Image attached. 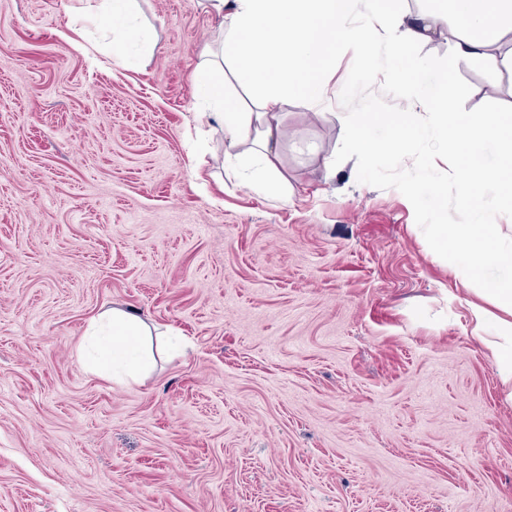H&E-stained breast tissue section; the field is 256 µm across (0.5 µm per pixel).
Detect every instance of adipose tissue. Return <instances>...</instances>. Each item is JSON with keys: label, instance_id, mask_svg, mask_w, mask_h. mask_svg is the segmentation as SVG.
Returning a JSON list of instances; mask_svg holds the SVG:
<instances>
[{"label": "adipose tissue", "instance_id": "adipose-tissue-1", "mask_svg": "<svg viewBox=\"0 0 512 512\" xmlns=\"http://www.w3.org/2000/svg\"><path fill=\"white\" fill-rule=\"evenodd\" d=\"M359 0H209L220 18L217 46L206 47L197 66V102L224 133V166L234 175L259 180L271 195L289 196L288 178L280 168L279 142L289 99L319 104L330 89L323 70L336 50L346 46L364 57L369 71L378 64L369 48L385 36L407 73L416 65L409 51L433 40L440 23L454 18L453 52L494 75L512 76V0H428L412 10L408 0H360L362 23L353 13ZM75 15L112 18V61L126 62L132 45L149 46L150 33L138 21L136 0H75ZM448 73L439 70L399 93L388 112L367 106L343 115L357 155L372 159L406 150L420 132V115H437L434 134L451 155L499 149L490 167L466 165L460 193L473 211H481L486 193L512 203V111L460 112L447 97ZM388 137L374 139L372 128ZM427 253L452 261L459 283L474 299L467 309L471 334L492 358L503 389L512 397V237L495 224L479 231L439 222L424 227ZM508 269L491 285L478 271L486 265ZM85 341L108 345L114 357L138 361L151 344L143 322L115 309L90 326Z\"/></svg>", "mask_w": 512, "mask_h": 512}]
</instances>
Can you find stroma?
<instances>
[{
	"label": "stroma",
	"instance_id": "obj_1",
	"mask_svg": "<svg viewBox=\"0 0 512 512\" xmlns=\"http://www.w3.org/2000/svg\"><path fill=\"white\" fill-rule=\"evenodd\" d=\"M0 0V512H512V399L421 225L471 224L434 117L362 163L340 113L397 103L339 52L332 95L287 106L291 199L224 175L193 97L203 0H139L152 50L114 65L110 18ZM462 112L512 79L416 46ZM121 308L185 348L136 379L88 370Z\"/></svg>",
	"mask_w": 512,
	"mask_h": 512
}]
</instances>
